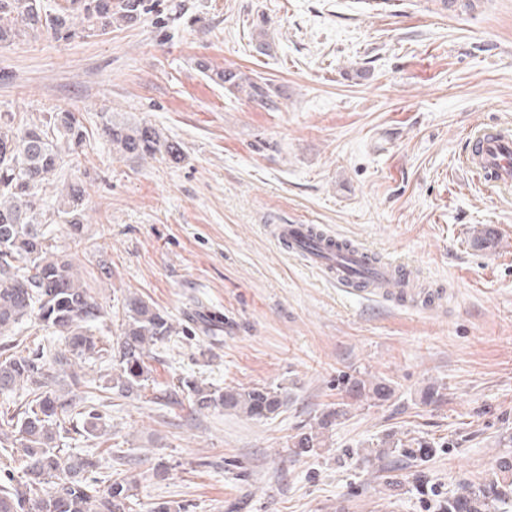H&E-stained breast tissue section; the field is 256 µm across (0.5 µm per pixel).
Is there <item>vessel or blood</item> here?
<instances>
[{"mask_svg": "<svg viewBox=\"0 0 512 512\" xmlns=\"http://www.w3.org/2000/svg\"><path fill=\"white\" fill-rule=\"evenodd\" d=\"M471 142L470 153L461 158L463 166L477 180L511 190L512 129L481 127L473 132ZM269 232L281 247L301 254L326 281L346 291L422 309L447 303L446 294L438 290L414 292L410 287L414 272L405 264L372 263L369 250L338 247L336 237L316 225L273 224Z\"/></svg>", "mask_w": 512, "mask_h": 512, "instance_id": "vessel-or-blood-1", "label": "vessel or blood"}]
</instances>
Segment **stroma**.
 I'll return each instance as SVG.
<instances>
[{"label":"stroma","mask_w":512,"mask_h":512,"mask_svg":"<svg viewBox=\"0 0 512 512\" xmlns=\"http://www.w3.org/2000/svg\"><path fill=\"white\" fill-rule=\"evenodd\" d=\"M201 59L268 102L209 80ZM58 107L81 112L89 143L42 195L85 188L84 244L61 228L56 245L108 313L102 339L120 335L130 293L176 328L150 352L143 395L103 407L109 435L88 436L76 413L61 440L97 460L95 478L131 482L134 512H439L512 456V191L460 163L478 125L512 126V0L476 15L442 0H147L139 22L99 37L0 48V113ZM108 112L162 128L182 160L113 155L97 135ZM269 224L320 225L451 297L422 310L349 294ZM483 228L493 247L474 246ZM200 307L223 312L222 332H201ZM42 346L62 342L33 319L0 335L10 354ZM353 377L393 394L348 402L325 447L290 457ZM184 379L291 400L262 420L198 413ZM388 434L439 449L361 463Z\"/></svg>","instance_id":"1"}]
</instances>
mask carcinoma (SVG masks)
Instances as JSON below:
<instances>
[{
    "label": "carcinoma",
    "instance_id": "1",
    "mask_svg": "<svg viewBox=\"0 0 512 512\" xmlns=\"http://www.w3.org/2000/svg\"><path fill=\"white\" fill-rule=\"evenodd\" d=\"M66 6L49 12L42 0H0V46L27 37L45 36L69 42L108 33L113 25L136 21L145 10L144 0H65ZM198 67L214 82L230 89L244 88L238 72L215 70L205 61ZM100 137L112 143V152L129 160L158 155L176 161L180 144L146 122L106 118ZM87 129L79 113L59 109L36 121L15 123L0 118V333L9 332L35 318L65 349L39 348L10 354L0 360V393L27 386L25 399L13 415L0 418V449L10 450L19 461V474L8 472L0 482V512H133L132 486L125 480L101 486L89 481L97 467L89 456L67 454L60 448L61 432L76 407L75 390L86 385L72 369L73 360H102L112 375L99 385L105 399L112 394L139 397L150 380L146 360L150 349L172 335L169 317L143 298L124 299L125 324L114 342L96 335L103 307L83 285L72 262L55 252L54 225L64 224L75 242L83 239L85 190L70 183L56 204H46L40 191L72 157L87 145ZM193 410H231L250 419H268L288 405L282 388L257 385L250 388L202 386L181 382ZM356 402H382L392 395L383 380L354 378L346 386ZM348 411L339 406L321 415L317 427L291 437L288 450L306 456L324 445V434ZM110 428L105 416L91 409L86 433L101 437ZM381 450L367 454L364 462L380 457L382 449L425 460L436 453L434 444L389 439ZM54 489L46 491L45 485ZM512 502V457L499 459L496 469L478 487L463 486L443 505L444 512H493Z\"/></svg>",
    "mask_w": 512,
    "mask_h": 512
}]
</instances>
